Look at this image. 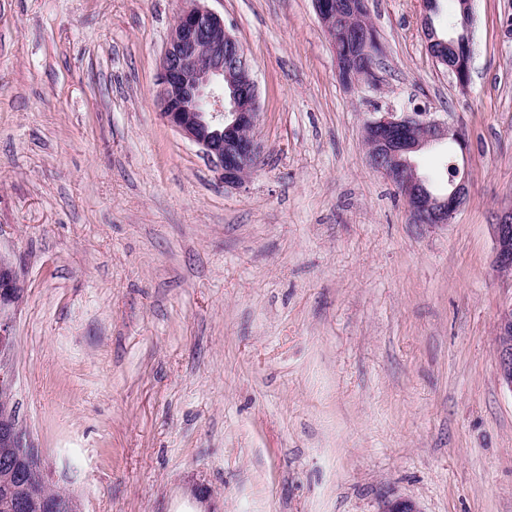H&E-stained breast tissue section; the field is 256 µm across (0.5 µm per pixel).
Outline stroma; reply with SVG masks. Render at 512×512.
I'll return each mask as SVG.
<instances>
[{
	"label": "stroma",
	"instance_id": "1",
	"mask_svg": "<svg viewBox=\"0 0 512 512\" xmlns=\"http://www.w3.org/2000/svg\"><path fill=\"white\" fill-rule=\"evenodd\" d=\"M256 80L260 163L224 184L156 104L181 0H0V255L14 400L84 512H512V0H473L467 88L419 0H368L354 87L313 0H207ZM464 127L469 196L414 224L366 120ZM495 240L494 266L501 272H512V208L502 212L492 225ZM24 290L16 267L9 259L0 255V392L10 396L14 394L15 386V371L9 359L13 345L11 312L21 302ZM494 344L498 378L512 392V303L499 312Z\"/></svg>",
	"mask_w": 512,
	"mask_h": 512
}]
</instances>
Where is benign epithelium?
<instances>
[{
    "mask_svg": "<svg viewBox=\"0 0 512 512\" xmlns=\"http://www.w3.org/2000/svg\"><path fill=\"white\" fill-rule=\"evenodd\" d=\"M317 15L337 49L340 23L354 22L356 4L336 0H314ZM472 0H460V18L448 39L445 67L459 86L468 84L472 58ZM422 26L427 49L438 42L433 25V6L421 0ZM355 42L365 53L377 54L378 35L367 22L353 27ZM158 104L163 121L182 137L196 144L220 172L224 183L244 181L259 159L260 146L254 136L259 112L257 85L244 47L224 26V18L204 5V0H185L170 30L159 62ZM370 141V166L399 187L412 223L449 224L463 204L465 178L451 182L445 195L430 192L418 174L413 155L424 148L451 141L466 149L464 128L418 112H387L364 124ZM495 240L494 266L512 272V208L502 212L492 225ZM24 296V285L16 267L0 255V392L14 394L15 371L12 351L11 312ZM497 373L501 384L512 392V303L499 312L494 338ZM17 415L0 414V444L16 449L13 469L28 483L46 481L37 449L27 445ZM40 512H83L71 495L47 496ZM379 512H420L416 504L387 497Z\"/></svg>",
    "mask_w": 512,
    "mask_h": 512,
    "instance_id": "benign-epithelium-1",
    "label": "benign epithelium"
}]
</instances>
